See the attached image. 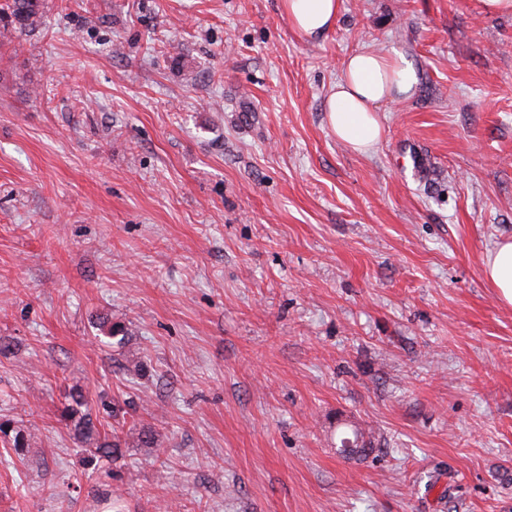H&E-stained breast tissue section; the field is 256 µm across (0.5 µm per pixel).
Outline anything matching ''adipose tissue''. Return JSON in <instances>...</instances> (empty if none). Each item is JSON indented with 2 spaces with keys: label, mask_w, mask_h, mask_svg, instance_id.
<instances>
[{
  "label": "adipose tissue",
  "mask_w": 512,
  "mask_h": 512,
  "mask_svg": "<svg viewBox=\"0 0 512 512\" xmlns=\"http://www.w3.org/2000/svg\"><path fill=\"white\" fill-rule=\"evenodd\" d=\"M341 0H282L291 27L314 40L336 23ZM416 85L412 63L401 54L384 56L359 51L349 55L342 76L325 103L337 140L359 153L372 151L382 138L377 112L397 95H411ZM484 272L499 301L512 305V240L496 245L484 261Z\"/></svg>",
  "instance_id": "adipose-tissue-1"
}]
</instances>
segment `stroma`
<instances>
[{
	"mask_svg": "<svg viewBox=\"0 0 512 512\" xmlns=\"http://www.w3.org/2000/svg\"><path fill=\"white\" fill-rule=\"evenodd\" d=\"M359 50L417 78L368 154L325 112ZM508 238L511 14L342 0L315 42L280 0L0 21V423L30 436L0 445V512H512V306L483 266ZM77 390L121 458L87 457Z\"/></svg>",
	"mask_w": 512,
	"mask_h": 512,
	"instance_id": "stroma-1",
	"label": "stroma"
}]
</instances>
